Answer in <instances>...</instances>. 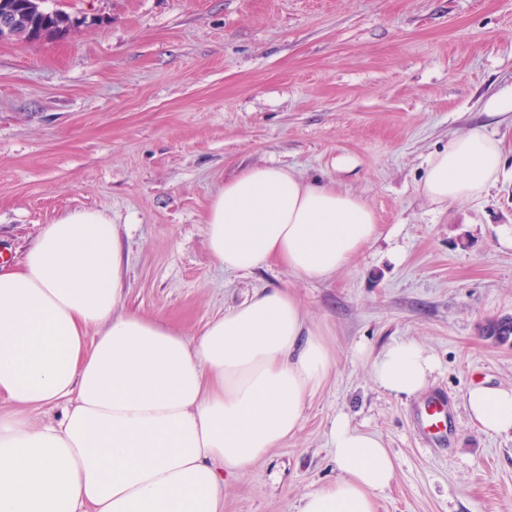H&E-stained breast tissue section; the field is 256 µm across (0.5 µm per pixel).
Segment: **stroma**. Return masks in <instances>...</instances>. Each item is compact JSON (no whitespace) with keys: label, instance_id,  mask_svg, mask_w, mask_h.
Returning a JSON list of instances; mask_svg holds the SVG:
<instances>
[{"label":"stroma","instance_id":"1","mask_svg":"<svg viewBox=\"0 0 512 512\" xmlns=\"http://www.w3.org/2000/svg\"><path fill=\"white\" fill-rule=\"evenodd\" d=\"M61 38L0 42V265L45 225L104 211L125 251L122 311L196 337L254 293L288 287L336 363L300 429L224 482V512H296L337 476V414L379 434L396 462L376 512H512V433L482 432L464 398L512 385V344L484 336L512 316V124L487 115L512 87V0H46ZM504 170L483 197L441 208L418 186L426 159L474 126ZM251 165L362 197L378 235L328 279L270 262L229 273L204 216ZM414 340L438 369L396 396L370 376ZM448 394L453 435L415 433Z\"/></svg>","mask_w":512,"mask_h":512}]
</instances>
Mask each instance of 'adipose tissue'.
<instances>
[{
    "label": "adipose tissue",
    "instance_id": "obj_1",
    "mask_svg": "<svg viewBox=\"0 0 512 512\" xmlns=\"http://www.w3.org/2000/svg\"><path fill=\"white\" fill-rule=\"evenodd\" d=\"M500 140L476 127L429 155L419 193L445 207L481 198L500 179ZM225 271L277 261L324 280L376 238L359 196L292 170L253 166L218 189L204 218ZM122 245L103 212L46 225L19 268L0 271V512H224V474L246 470L300 427L336 353L291 289L271 288L189 339L120 312ZM401 340L370 364L395 395L424 390L437 370ZM66 401L59 420L32 412ZM466 407L488 433L512 431V386L471 387ZM335 481L297 512H375L395 477L383 439L337 415Z\"/></svg>",
    "mask_w": 512,
    "mask_h": 512
}]
</instances>
